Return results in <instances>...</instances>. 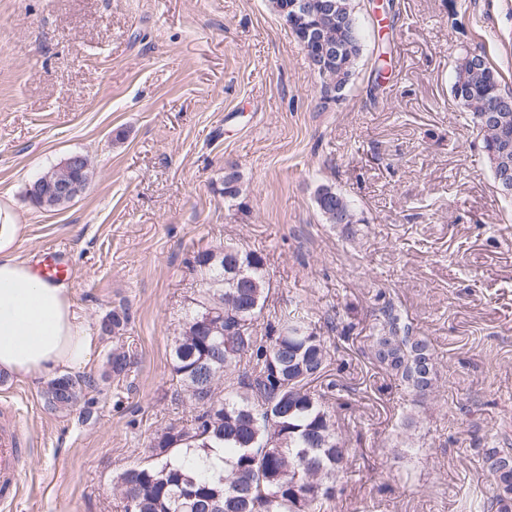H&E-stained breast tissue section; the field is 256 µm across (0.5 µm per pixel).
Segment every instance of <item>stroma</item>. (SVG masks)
I'll use <instances>...</instances> for the list:
<instances>
[{
    "instance_id": "stroma-1",
    "label": "stroma",
    "mask_w": 512,
    "mask_h": 512,
    "mask_svg": "<svg viewBox=\"0 0 512 512\" xmlns=\"http://www.w3.org/2000/svg\"><path fill=\"white\" fill-rule=\"evenodd\" d=\"M356 75L320 109V79L270 0H0V211L14 255L62 251L90 325L130 316L134 362L82 407L43 408L45 380L0 376L29 435L0 512H120L116 475L189 420L170 350L201 288L195 251L259 252L265 319L308 310L331 360L314 388L336 414L347 474L324 512H496L482 451L512 452V198L496 189L451 93L456 57L485 52L512 89V0H355ZM89 157L85 192L48 211L27 186ZM235 173L238 194L225 197ZM352 204L326 224L318 185ZM394 305L434 352L413 401L371 355ZM118 339L102 337L105 369Z\"/></svg>"
}]
</instances>
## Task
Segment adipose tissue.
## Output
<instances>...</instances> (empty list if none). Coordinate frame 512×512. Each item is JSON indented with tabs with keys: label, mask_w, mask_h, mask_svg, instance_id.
<instances>
[{
	"label": "adipose tissue",
	"mask_w": 512,
	"mask_h": 512,
	"mask_svg": "<svg viewBox=\"0 0 512 512\" xmlns=\"http://www.w3.org/2000/svg\"><path fill=\"white\" fill-rule=\"evenodd\" d=\"M18 226L0 213V373L52 378L88 370L100 339L67 285L38 277L13 256Z\"/></svg>",
	"instance_id": "1"
}]
</instances>
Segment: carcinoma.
<instances>
[{
    "label": "carcinoma",
    "instance_id": "carcinoma-1",
    "mask_svg": "<svg viewBox=\"0 0 512 512\" xmlns=\"http://www.w3.org/2000/svg\"><path fill=\"white\" fill-rule=\"evenodd\" d=\"M306 9L308 15L289 29L301 43L312 29L305 50L316 60L324 109L330 99L345 97L363 51V30L353 0H306ZM451 92L480 138L495 187L505 192L501 176L512 172V108L499 112L494 124L484 121L485 107L507 94L485 53L457 58ZM67 178L88 187L89 164L79 172L58 166L42 175ZM315 202L326 223L348 231L357 223L350 201L332 186H319ZM192 265L203 290L171 346L176 396L189 402L191 419L158 431L149 460L117 475L113 493L122 512H320L336 493L347 454L324 395L311 390L329 364L326 340L299 306L282 310L258 335L270 281L257 252L220 243L195 252ZM210 312V324L200 323ZM382 315L373 359L415 397H426L437 380L428 341L413 334L393 305ZM108 319L101 334L117 337L129 314L114 309ZM108 357L112 374L106 378L125 375L132 364L121 344ZM69 380L76 400L91 407L95 397L87 392L95 382ZM204 382L223 385L217 404L197 397ZM483 459L493 478L492 506L512 512V453L486 448Z\"/></svg>",
    "mask_w": 512,
    "mask_h": 512
}]
</instances>
